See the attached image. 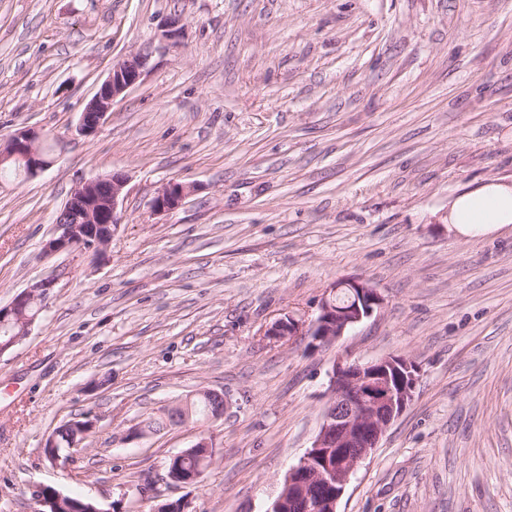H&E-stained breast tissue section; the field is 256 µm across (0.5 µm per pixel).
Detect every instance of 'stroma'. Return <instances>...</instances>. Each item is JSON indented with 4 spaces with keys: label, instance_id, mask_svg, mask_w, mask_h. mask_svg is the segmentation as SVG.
<instances>
[{
    "label": "stroma",
    "instance_id": "35a3bbf8",
    "mask_svg": "<svg viewBox=\"0 0 512 512\" xmlns=\"http://www.w3.org/2000/svg\"><path fill=\"white\" fill-rule=\"evenodd\" d=\"M183 36H162L170 19ZM146 54L99 129L85 104L113 63ZM30 129L53 165L0 175V306L53 297L0 355V512L33 485L133 512H264L310 447L337 361L403 355L414 398L352 476L338 512H512V226L459 238L452 195L512 182V0H0V144ZM128 177L98 257L45 254L80 182ZM190 185L155 212L162 185ZM383 307L326 347L269 342L331 283ZM223 392L215 462L166 480L193 426L132 437L144 414ZM89 414L91 445L43 442Z\"/></svg>",
    "mask_w": 512,
    "mask_h": 512
}]
</instances>
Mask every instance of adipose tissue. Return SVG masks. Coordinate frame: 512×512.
Returning <instances> with one entry per match:
<instances>
[{
  "label": "adipose tissue",
  "mask_w": 512,
  "mask_h": 512,
  "mask_svg": "<svg viewBox=\"0 0 512 512\" xmlns=\"http://www.w3.org/2000/svg\"><path fill=\"white\" fill-rule=\"evenodd\" d=\"M447 223L461 236L486 235L512 224V185L491 181L448 201Z\"/></svg>",
  "instance_id": "ef3b65f1"
}]
</instances>
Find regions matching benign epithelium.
Masks as SVG:
<instances>
[{
  "mask_svg": "<svg viewBox=\"0 0 512 512\" xmlns=\"http://www.w3.org/2000/svg\"><path fill=\"white\" fill-rule=\"evenodd\" d=\"M147 65V56L130 55L112 65L107 78L81 112L78 132L95 133L115 99L138 84ZM14 163L30 176L51 165L41 149V135L27 129L15 134L0 146V165ZM128 177L122 173L100 176L76 185L71 191L63 216L57 223L61 233L49 239L44 252L80 249L103 253L114 229L120 224L119 202L126 195ZM189 194V187L179 181L165 184L153 200L157 212L176 209ZM54 281L45 278L19 293L7 306L0 308V325L14 320L23 324L22 331L0 343V355L25 338L37 316L28 315L31 305H46ZM383 297L364 278H343L323 294L318 315L306 323L286 315L272 323L265 336L281 342L294 336H308L318 347L335 343L347 331L381 308ZM420 377V367L409 357L392 355L370 362H337L326 391L327 403L320 429L306 451L301 464L288 471L286 493L272 500L266 512L298 509L309 512L322 509L337 512V505L351 477L369 458L390 427L413 400ZM321 485L330 493L317 500L309 489ZM288 509H283V504Z\"/></svg>",
  "mask_w": 512,
  "mask_h": 512,
  "instance_id": "benign-epithelium-1",
  "label": "benign epithelium"
}]
</instances>
